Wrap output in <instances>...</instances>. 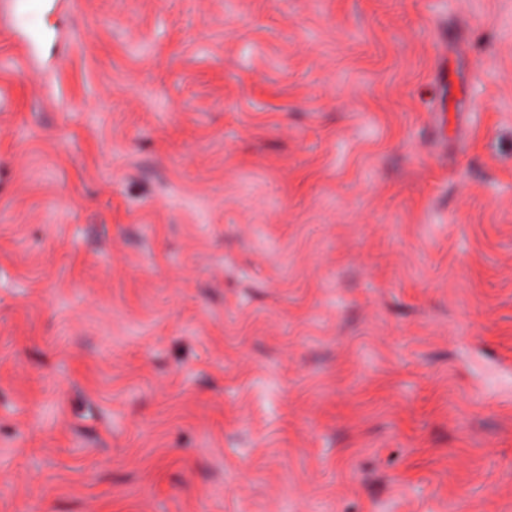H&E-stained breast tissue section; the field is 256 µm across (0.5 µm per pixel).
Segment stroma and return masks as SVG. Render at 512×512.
Listing matches in <instances>:
<instances>
[{"label": "stroma", "instance_id": "35a3bbf8", "mask_svg": "<svg viewBox=\"0 0 512 512\" xmlns=\"http://www.w3.org/2000/svg\"><path fill=\"white\" fill-rule=\"evenodd\" d=\"M0 512H512V0L0 21Z\"/></svg>", "mask_w": 512, "mask_h": 512}]
</instances>
